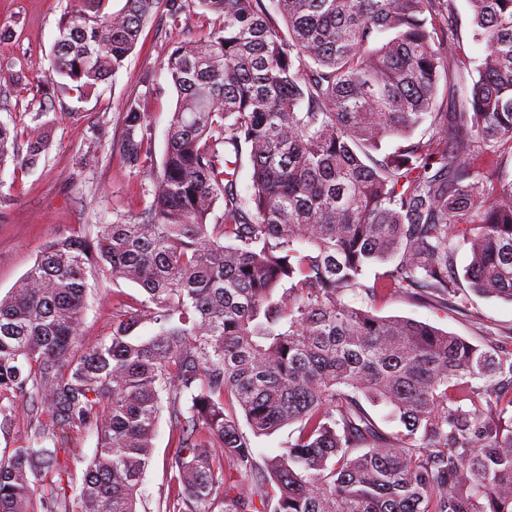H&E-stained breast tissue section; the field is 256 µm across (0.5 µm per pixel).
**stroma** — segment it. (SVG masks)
<instances>
[{"mask_svg": "<svg viewBox=\"0 0 512 512\" xmlns=\"http://www.w3.org/2000/svg\"><path fill=\"white\" fill-rule=\"evenodd\" d=\"M73 0H0V57L13 61V80L0 81V121L29 125L31 113L43 110L52 140L47 156L32 172L6 167L0 187L10 193L0 211V294H6L40 257L44 244L55 237L83 232L92 225L140 215L151 182L148 170L130 169L120 161L121 115L127 102L147 112L154 145L153 166H160L165 132L177 93L163 68L169 54L183 40L194 21L171 26L157 16L142 29L124 67L90 95H62L42 103L27 81L48 70L57 23ZM98 156L96 166L83 163ZM88 307L81 327L84 346L109 336L117 298L140 297L133 284L113 288L104 279L91 280ZM347 303L380 317L408 318L463 337L482 346L512 348V302L470 294L464 311L428 306L401 293L372 300L364 293L348 294ZM173 447L167 422H160L154 440L153 463L142 491L147 512H156L167 493L164 461Z\"/></svg>", "mask_w": 512, "mask_h": 512, "instance_id": "1", "label": "stroma"}]
</instances>
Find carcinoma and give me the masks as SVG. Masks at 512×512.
Returning <instances> with one entry per match:
<instances>
[{
    "label": "carcinoma",
    "mask_w": 512,
    "mask_h": 512,
    "mask_svg": "<svg viewBox=\"0 0 512 512\" xmlns=\"http://www.w3.org/2000/svg\"><path fill=\"white\" fill-rule=\"evenodd\" d=\"M104 2L60 17L57 86L95 91L161 9L199 31L164 63L177 104L141 216L48 241L0 297V430L26 416L0 512H139L164 410L158 512H512V352L345 302L462 308V246L469 288L512 302V0H466L475 66L457 0ZM42 116L24 138L0 122V170L37 167ZM122 121L121 162L143 168L147 117L131 101ZM92 274L142 298L85 347ZM85 429L76 473L59 452ZM296 425L284 426L270 436H262L255 439V446L259 454L272 455L276 453L285 442Z\"/></svg>",
    "instance_id": "cac0c4a2"
}]
</instances>
